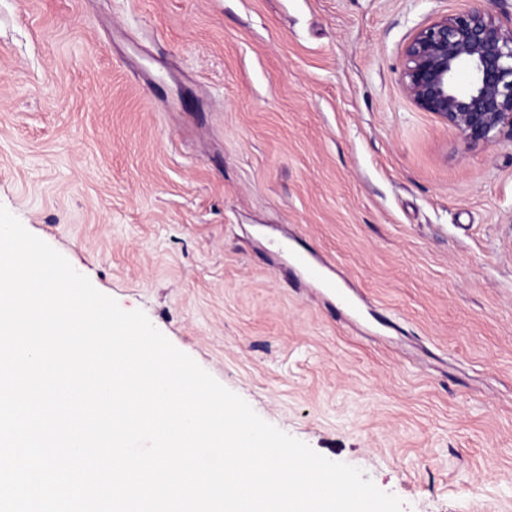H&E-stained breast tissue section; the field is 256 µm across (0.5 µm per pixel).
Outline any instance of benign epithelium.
Segmentation results:
<instances>
[{
  "instance_id": "7a95c632",
  "label": "benign epithelium",
  "mask_w": 512,
  "mask_h": 512,
  "mask_svg": "<svg viewBox=\"0 0 512 512\" xmlns=\"http://www.w3.org/2000/svg\"><path fill=\"white\" fill-rule=\"evenodd\" d=\"M401 81L466 147L512 141V28L493 15L470 7L419 30L405 48Z\"/></svg>"
}]
</instances>
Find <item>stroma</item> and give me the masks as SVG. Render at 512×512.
<instances>
[{
	"label": "stroma",
	"mask_w": 512,
	"mask_h": 512,
	"mask_svg": "<svg viewBox=\"0 0 512 512\" xmlns=\"http://www.w3.org/2000/svg\"><path fill=\"white\" fill-rule=\"evenodd\" d=\"M468 7L0 0V205L402 512H512V141L400 81Z\"/></svg>",
	"instance_id": "obj_1"
}]
</instances>
